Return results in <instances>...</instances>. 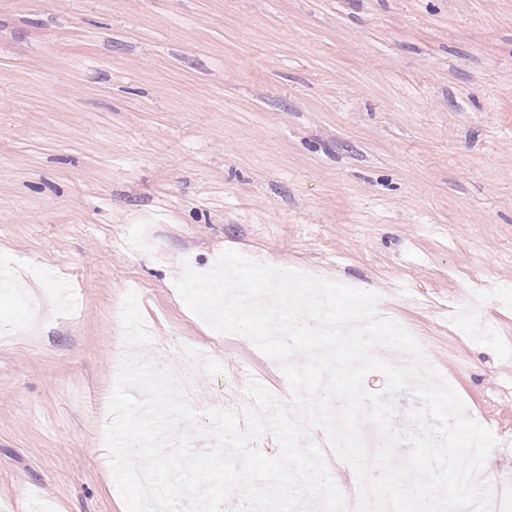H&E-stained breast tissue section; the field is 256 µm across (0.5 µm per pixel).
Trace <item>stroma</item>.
<instances>
[{"label": "stroma", "instance_id": "obj_1", "mask_svg": "<svg viewBox=\"0 0 512 512\" xmlns=\"http://www.w3.org/2000/svg\"><path fill=\"white\" fill-rule=\"evenodd\" d=\"M227 250L378 293L512 512V0H0V512H126L123 357L199 354L201 415L248 377L290 408L176 288Z\"/></svg>", "mask_w": 512, "mask_h": 512}]
</instances>
